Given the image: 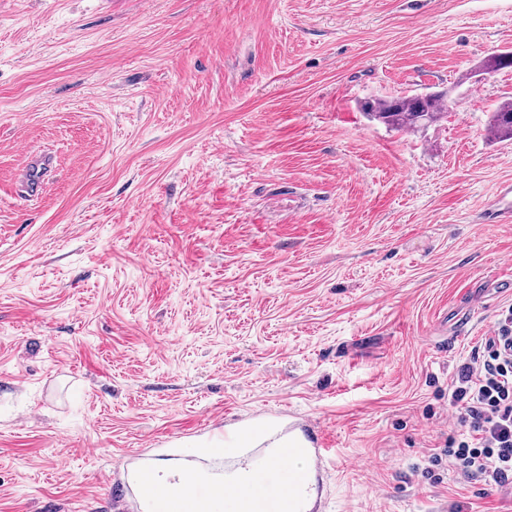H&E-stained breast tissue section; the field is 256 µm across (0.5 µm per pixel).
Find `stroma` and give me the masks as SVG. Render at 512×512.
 Returning a JSON list of instances; mask_svg holds the SVG:
<instances>
[{"label": "stroma", "instance_id": "1", "mask_svg": "<svg viewBox=\"0 0 512 512\" xmlns=\"http://www.w3.org/2000/svg\"><path fill=\"white\" fill-rule=\"evenodd\" d=\"M496 50L512 0H0V512H137L129 450L314 421L320 512H512L422 475L512 305ZM429 92L419 132L360 110ZM49 171L50 162L48 159L33 160L18 171L17 182L27 194H35L42 186Z\"/></svg>", "mask_w": 512, "mask_h": 512}]
</instances>
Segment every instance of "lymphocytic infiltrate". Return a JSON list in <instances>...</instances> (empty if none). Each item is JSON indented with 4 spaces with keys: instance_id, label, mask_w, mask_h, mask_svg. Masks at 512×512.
Returning a JSON list of instances; mask_svg holds the SVG:
<instances>
[{
    "instance_id": "lymphocytic-infiltrate-1",
    "label": "lymphocytic infiltrate",
    "mask_w": 512,
    "mask_h": 512,
    "mask_svg": "<svg viewBox=\"0 0 512 512\" xmlns=\"http://www.w3.org/2000/svg\"><path fill=\"white\" fill-rule=\"evenodd\" d=\"M457 432L444 450L467 478L512 489V306L448 381Z\"/></svg>"
}]
</instances>
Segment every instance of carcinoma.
<instances>
[{"label": "carcinoma", "instance_id": "cac0c4a2", "mask_svg": "<svg viewBox=\"0 0 512 512\" xmlns=\"http://www.w3.org/2000/svg\"><path fill=\"white\" fill-rule=\"evenodd\" d=\"M510 67L512 52L495 53L481 64L483 71ZM361 109L369 119L396 131H421L446 116L445 95L439 93L366 101ZM488 133L500 141L512 140L511 100L499 104L492 112Z\"/></svg>", "mask_w": 512, "mask_h": 512}]
</instances>
